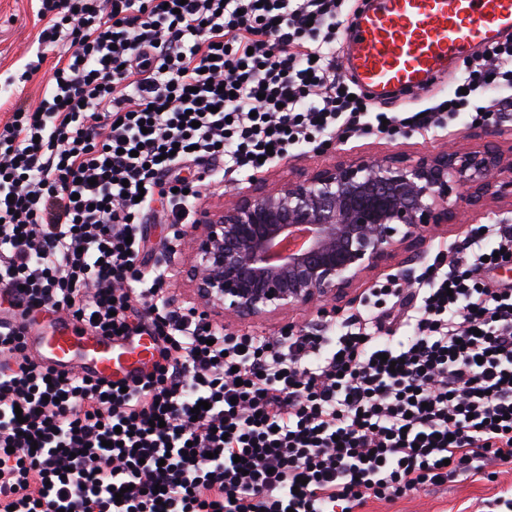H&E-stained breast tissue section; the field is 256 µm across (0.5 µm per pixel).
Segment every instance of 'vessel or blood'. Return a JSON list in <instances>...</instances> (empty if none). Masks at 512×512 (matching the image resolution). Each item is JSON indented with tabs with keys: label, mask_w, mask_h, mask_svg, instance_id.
I'll use <instances>...</instances> for the list:
<instances>
[{
	"label": "vessel or blood",
	"mask_w": 512,
	"mask_h": 512,
	"mask_svg": "<svg viewBox=\"0 0 512 512\" xmlns=\"http://www.w3.org/2000/svg\"><path fill=\"white\" fill-rule=\"evenodd\" d=\"M512 31V0H367L345 37L347 68L379 100L424 89L474 45ZM28 342L45 364L108 382L130 379L154 360L143 336L118 345L46 310L27 318Z\"/></svg>",
	"instance_id": "b4317fda"
}]
</instances>
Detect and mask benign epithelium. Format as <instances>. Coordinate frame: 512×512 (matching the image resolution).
I'll use <instances>...</instances> for the list:
<instances>
[{
	"mask_svg": "<svg viewBox=\"0 0 512 512\" xmlns=\"http://www.w3.org/2000/svg\"><path fill=\"white\" fill-rule=\"evenodd\" d=\"M469 206L512 200V154L447 151L414 163L385 157L338 162L282 188L239 192L219 212H200L193 264L180 241L159 264L192 281L197 305L251 320L280 310L338 313L363 275L453 219L450 197Z\"/></svg>",
	"mask_w": 512,
	"mask_h": 512,
	"instance_id": "benign-epithelium-1",
	"label": "benign epithelium"
}]
</instances>
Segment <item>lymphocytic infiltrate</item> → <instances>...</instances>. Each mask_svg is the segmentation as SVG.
Wrapping results in <instances>:
<instances>
[{
  "mask_svg": "<svg viewBox=\"0 0 512 512\" xmlns=\"http://www.w3.org/2000/svg\"><path fill=\"white\" fill-rule=\"evenodd\" d=\"M38 2V50L7 82L51 76L0 125V287L150 335L156 357L124 389L58 372L0 308V512H356L512 465V287L482 277L512 265L511 225L471 229L410 292L386 279L333 336L226 334L140 258L155 197L184 229L202 186L186 164L257 172L320 137L494 121L511 97L470 102L512 89L511 35L400 116L338 67L346 0Z\"/></svg>",
  "mask_w": 512,
  "mask_h": 512,
  "instance_id": "lymphocytic-infiltrate-1",
  "label": "lymphocytic infiltrate"
}]
</instances>
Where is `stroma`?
<instances>
[{
    "label": "stroma",
    "instance_id": "obj_1",
    "mask_svg": "<svg viewBox=\"0 0 512 512\" xmlns=\"http://www.w3.org/2000/svg\"><path fill=\"white\" fill-rule=\"evenodd\" d=\"M36 0H0V101L12 99L13 89L6 83L9 74L38 49L40 23L36 17ZM463 68L462 61L449 65L445 74L436 78L426 91L412 98H392L386 106L392 111L414 110L432 99L452 91ZM495 146L501 152L512 151V112L500 113L492 129L470 124L467 114H458L445 129L432 132L379 134L333 142L330 149L317 145L288 147L281 159L261 172L267 185L280 187L302 176L312 174L333 163L352 162L370 157L396 156L411 161L455 148L462 152ZM505 203L458 208L453 224L447 225L420 246L424 262H431L439 249L461 242L472 226L496 224L502 219ZM213 326L228 333H251L275 336L286 327L319 329L325 323L316 310L288 311L258 320L239 321L223 314L213 315ZM512 490V467H501L495 480L458 477L441 486H426L391 502L372 500L362 512H488L487 503Z\"/></svg>",
    "mask_w": 512,
    "mask_h": 512
}]
</instances>
